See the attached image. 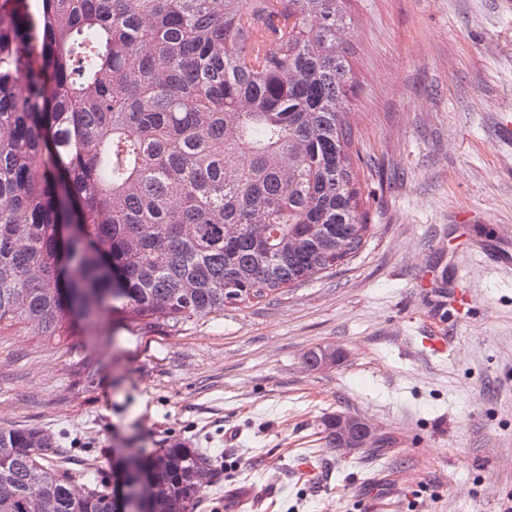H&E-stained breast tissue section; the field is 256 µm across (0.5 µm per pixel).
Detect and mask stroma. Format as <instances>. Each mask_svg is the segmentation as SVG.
I'll use <instances>...</instances> for the list:
<instances>
[{
    "label": "stroma",
    "instance_id": "35a3bbf8",
    "mask_svg": "<svg viewBox=\"0 0 512 512\" xmlns=\"http://www.w3.org/2000/svg\"><path fill=\"white\" fill-rule=\"evenodd\" d=\"M349 12L375 226L363 253L178 324L107 311L58 339L2 329L0 426L50 434L74 469L105 479L120 454L201 449L212 477L196 512H499L512 496V146L498 134L512 115V0H350ZM319 346L343 360L308 369ZM337 413L390 446L326 448Z\"/></svg>",
    "mask_w": 512,
    "mask_h": 512
}]
</instances>
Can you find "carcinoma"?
Listing matches in <instances>:
<instances>
[{
    "mask_svg": "<svg viewBox=\"0 0 512 512\" xmlns=\"http://www.w3.org/2000/svg\"><path fill=\"white\" fill-rule=\"evenodd\" d=\"M347 2L0 0V326L207 317L354 260L374 225ZM56 448L0 427V512H117ZM130 466L133 508L160 487L191 512L209 462L173 444Z\"/></svg>",
    "mask_w": 512,
    "mask_h": 512,
    "instance_id": "carcinoma-1",
    "label": "carcinoma"
}]
</instances>
